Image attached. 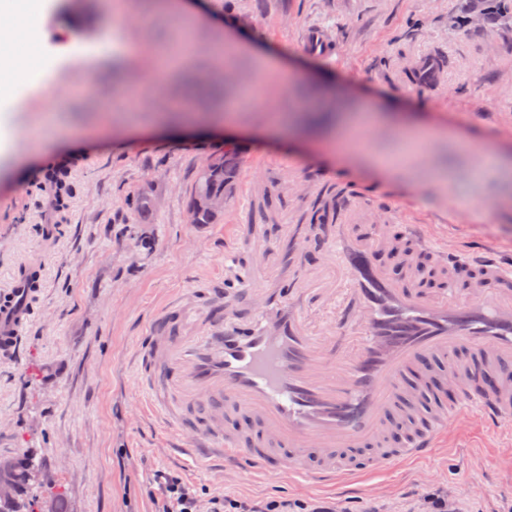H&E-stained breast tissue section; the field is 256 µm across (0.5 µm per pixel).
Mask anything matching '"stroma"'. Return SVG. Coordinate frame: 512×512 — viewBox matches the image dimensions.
<instances>
[{"instance_id":"1","label":"stroma","mask_w":512,"mask_h":512,"mask_svg":"<svg viewBox=\"0 0 512 512\" xmlns=\"http://www.w3.org/2000/svg\"><path fill=\"white\" fill-rule=\"evenodd\" d=\"M48 0L38 20L55 84L14 113L15 153L0 155V289L40 268V299L17 361L0 360V458L31 455L41 482L60 486L68 512H156L159 473L182 479L208 512L214 496L313 500L338 512H427L441 494L462 512H512V421L463 417L425 459L334 489L297 478L174 459L180 434L147 406L144 338L175 301L223 288L224 249L247 224H309L348 192L350 224H423L444 244L512 253V170L479 161L476 146L438 137L413 146L398 119L488 135L512 161V20L490 0H209L213 12L278 52L284 70L259 74L256 55L233 65L262 84L226 129L206 126V81L218 31H186L150 0ZM139 45L123 66L67 58L76 37ZM446 64L432 85L410 79L422 56ZM375 110L370 134L351 126L361 157L319 152L325 130ZM296 116L288 143L256 144L272 116ZM234 153L238 171L220 223H192L189 199L206 160ZM369 156L400 162L395 180ZM67 171L69 193L42 188ZM149 199L137 224L130 202ZM136 233H129V226Z\"/></svg>"}]
</instances>
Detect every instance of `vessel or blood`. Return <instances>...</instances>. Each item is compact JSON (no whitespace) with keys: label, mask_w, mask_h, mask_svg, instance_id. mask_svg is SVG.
I'll return each instance as SVG.
<instances>
[{"label":"vessel or blood","mask_w":512,"mask_h":512,"mask_svg":"<svg viewBox=\"0 0 512 512\" xmlns=\"http://www.w3.org/2000/svg\"><path fill=\"white\" fill-rule=\"evenodd\" d=\"M406 244L409 279L378 255ZM254 266L237 272L241 306L207 289L169 307L149 330L144 353L151 398L188 432L175 453L239 466L263 477L299 476L313 487L431 455L465 414L495 424L512 418V377L484 386L462 369L467 355L487 366L512 362V257L450 249L422 224L396 234L353 225H247L234 241ZM435 276L421 278L422 257ZM472 269L467 284L453 277ZM35 292L27 276L0 293V358L14 359ZM332 304L331 328L313 333L306 313ZM202 311V324L189 322ZM447 362L441 388L454 406L420 405L389 443L388 420L418 362Z\"/></svg>","instance_id":"1"}]
</instances>
